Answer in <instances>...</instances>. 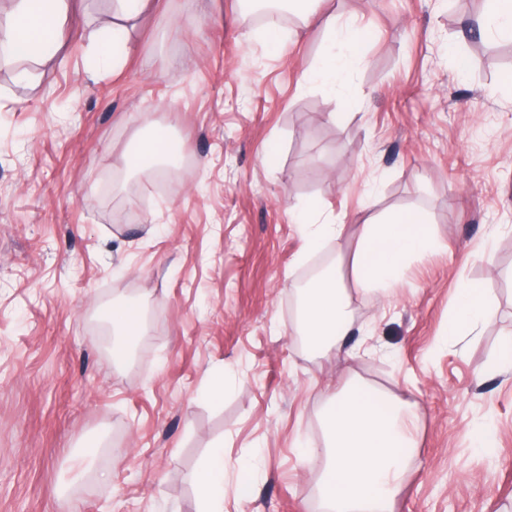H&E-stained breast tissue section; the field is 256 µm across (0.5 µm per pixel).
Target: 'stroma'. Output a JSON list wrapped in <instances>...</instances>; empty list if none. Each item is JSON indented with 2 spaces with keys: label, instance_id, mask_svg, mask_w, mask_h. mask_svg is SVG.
I'll list each match as a JSON object with an SVG mask.
<instances>
[{
  "label": "stroma",
  "instance_id": "stroma-1",
  "mask_svg": "<svg viewBox=\"0 0 512 512\" xmlns=\"http://www.w3.org/2000/svg\"><path fill=\"white\" fill-rule=\"evenodd\" d=\"M161 4L121 69L93 55L110 0H79L34 83L0 65V512H197L218 445L224 512H322L304 450L350 373L417 417L394 512H512V40L467 39L484 0H322L365 34L349 106L304 77L324 30L294 18L274 47L242 0ZM147 121L189 158L163 192L123 165ZM305 207L349 225L330 262L385 210L441 243L392 298L346 278L348 362L290 333ZM468 285L495 318L456 345ZM118 299L142 309L127 356L95 325Z\"/></svg>",
  "mask_w": 512,
  "mask_h": 512
}]
</instances>
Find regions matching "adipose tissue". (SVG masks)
Instances as JSON below:
<instances>
[{"label":"adipose tissue","instance_id":"obj_1","mask_svg":"<svg viewBox=\"0 0 512 512\" xmlns=\"http://www.w3.org/2000/svg\"><path fill=\"white\" fill-rule=\"evenodd\" d=\"M305 26L328 32L334 48L310 64L305 77L329 92L349 97V71L364 58L363 31L341 24L335 15L314 6L315 0H297ZM72 0H19L6 26L0 28V45L15 56L38 63L60 48L59 33L68 18ZM152 0H114L112 21L97 38V58L121 67L133 50L132 33ZM436 240L424 212H389L364 220L351 264L359 290L386 297L398 285L405 263L432 251ZM299 311L293 322L295 335L317 351L351 354L355 332L351 298L339 271L319 277L299 288ZM493 311L482 293L464 288L448 325V337L461 342L477 335ZM376 392L356 380L332 397L327 405V441L324 448H308V456H322L324 468L319 495L325 512H391L392 501L407 466L403 454L413 441L414 419L408 401L393 397L378 407ZM199 512H224V450L213 448L199 475Z\"/></svg>","mask_w":512,"mask_h":512}]
</instances>
